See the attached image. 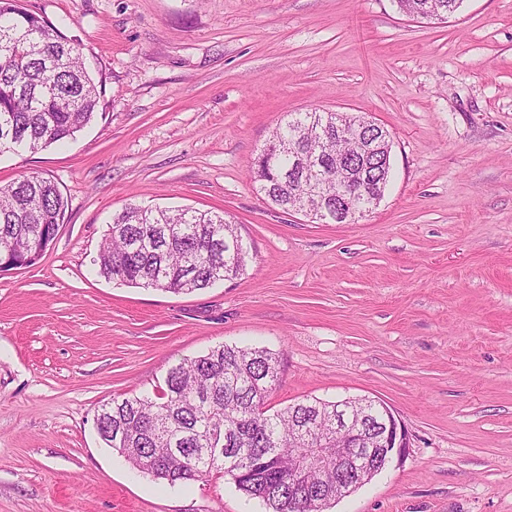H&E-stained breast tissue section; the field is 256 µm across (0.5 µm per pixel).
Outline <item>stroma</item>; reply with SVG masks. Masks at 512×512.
Segmentation results:
<instances>
[{
	"instance_id": "obj_1",
	"label": "stroma",
	"mask_w": 512,
	"mask_h": 512,
	"mask_svg": "<svg viewBox=\"0 0 512 512\" xmlns=\"http://www.w3.org/2000/svg\"><path fill=\"white\" fill-rule=\"evenodd\" d=\"M103 81L63 146L0 154L56 183L40 261L0 272V512H262L231 477L171 486L106 448L96 415L228 345L279 355L276 411L372 400L410 448L324 512H512V0L445 23L393 0H21ZM391 133V181L352 224L283 212L250 179L291 112ZM219 213L244 275L190 294L96 272L128 204Z\"/></svg>"
}]
</instances>
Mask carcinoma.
<instances>
[{
	"label": "carcinoma",
	"mask_w": 512,
	"mask_h": 512,
	"mask_svg": "<svg viewBox=\"0 0 512 512\" xmlns=\"http://www.w3.org/2000/svg\"><path fill=\"white\" fill-rule=\"evenodd\" d=\"M462 2L400 0L411 16L428 9L453 15ZM99 99L73 41L18 0H0V149L35 151L75 138ZM333 119L330 112H297L273 132L251 171L268 202L288 212L298 203V179H329L315 158L325 147L310 137ZM284 142L288 152L277 151ZM386 186L383 173L366 187L353 178L343 189L357 192L364 206ZM64 214V197L47 178L0 186V262L7 269L35 265ZM248 257L237 225L222 215L130 204L113 217L97 265L108 280L188 294L242 275ZM165 383L161 396L114 399L96 418L102 442L138 472L174 486L222 471L264 512H283L288 472L301 452L310 453L314 476L323 471V460L295 437L305 418L323 422L336 403L314 399L269 413L267 398L279 383L275 353L220 345L172 367Z\"/></svg>",
	"instance_id": "obj_1"
}]
</instances>
